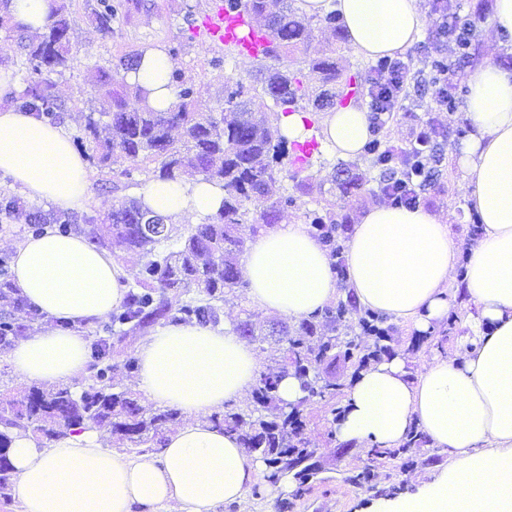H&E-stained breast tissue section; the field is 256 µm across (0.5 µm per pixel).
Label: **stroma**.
Returning a JSON list of instances; mask_svg holds the SVG:
<instances>
[{
  "label": "stroma",
  "mask_w": 512,
  "mask_h": 512,
  "mask_svg": "<svg viewBox=\"0 0 512 512\" xmlns=\"http://www.w3.org/2000/svg\"><path fill=\"white\" fill-rule=\"evenodd\" d=\"M95 0H70L69 17L72 26L71 52L74 56L72 67L63 75L55 77V91L65 102L66 112L61 125L69 136L82 133L89 118L98 117L101 105L95 97L89 82L92 67L105 68L116 64L119 57L140 51L146 44L168 47L178 43L182 51L176 61L185 78L192 81L199 91L202 110L217 109L224 96V79L232 77L244 83H254L259 75V64L251 59L233 55L222 56L220 49L209 42L195 37L183 22L186 5H195L197 11H204L209 0H139L128 18L117 22L111 39H102L92 14ZM312 52H335L337 59L348 74H366L368 61L336 38L330 30L314 32L311 41ZM437 54L449 63V73L453 78L458 102L454 109L438 108L433 101L431 90H417L409 87L406 96L400 101L397 112L386 124L385 140L388 144L409 146L416 126L431 120L436 124V142L445 146V159L442 174L435 189L427 191L422 205L435 213L446 223L451 236L457 241L460 250L471 245L470 228L475 214L466 207L464 186L470 174L459 163L457 148L461 141L468 139L473 127L465 112L468 94L467 67L457 66L458 47L447 38H435L433 25H425L419 40L405 53L414 74L427 72V57ZM223 57L224 64L216 68L212 65L215 57ZM316 185L315 192L300 198L296 207L284 210L283 221L305 223L307 211L333 204L337 215L348 217L350 223H357L372 206L382 204L380 195L361 191L350 195L332 190L327 171L320 165L308 170ZM147 172L133 171L131 176H123L119 171L108 168L90 167L89 180L92 201L82 211L76 212L74 232L93 236L100 221L119 202L139 197L141 190L150 180ZM450 320L436 325L429 336L411 323L399 322L395 325L391 345L396 354L415 361L417 367L428 366L441 352L451 351L460 335L467 331V324L475 312V307L467 296L456 288L448 290ZM329 423L323 417L321 406H314L308 427V436L317 450L320 471L310 482V491L301 501L295 502L289 512H313L315 505L323 503L327 512H374L384 495L399 497L418 493L428 488L435 475L453 461V455L443 448H420L411 454L412 465L395 462L376 469V490L355 487L352 476L371 467L370 458L360 448L334 447L326 443L325 431Z\"/></svg>",
  "instance_id": "obj_1"
}]
</instances>
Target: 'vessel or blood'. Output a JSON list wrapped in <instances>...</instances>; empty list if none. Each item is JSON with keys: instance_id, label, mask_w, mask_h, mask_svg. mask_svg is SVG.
Returning a JSON list of instances; mask_svg holds the SVG:
<instances>
[{"instance_id": "vessel-or-blood-1", "label": "vessel or blood", "mask_w": 512, "mask_h": 512, "mask_svg": "<svg viewBox=\"0 0 512 512\" xmlns=\"http://www.w3.org/2000/svg\"><path fill=\"white\" fill-rule=\"evenodd\" d=\"M194 33L218 46L232 44L238 55L245 59L263 55L269 41L265 29L250 13L228 11L220 0H215L210 11L197 18Z\"/></svg>"}]
</instances>
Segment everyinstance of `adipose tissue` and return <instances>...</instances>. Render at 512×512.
<instances>
[{"mask_svg":"<svg viewBox=\"0 0 512 512\" xmlns=\"http://www.w3.org/2000/svg\"><path fill=\"white\" fill-rule=\"evenodd\" d=\"M334 4L349 44L373 59L404 54L425 18L416 0H302L307 15ZM172 62L158 46L142 48L125 75L147 104L166 112L177 103ZM465 112L475 132L459 146L471 173L466 199L482 225L466 251L461 292L475 305L470 332L447 357L413 372L401 357L362 371L347 392L339 441L396 447L419 426L434 447L455 455L423 492L380 503L378 512H512V72L485 59L468 75ZM321 134L336 155L360 153L370 135L357 106L324 112ZM0 174L27 198L62 211L90 199L89 170L69 135L30 112L0 109ZM142 205L175 222L216 214L223 188L213 182L150 180ZM458 247L446 224L424 208L368 209L352 228L347 278L358 302L421 331L447 317ZM17 292L49 324L17 340L8 361L28 380L64 384L86 369L85 331L119 307L129 273L81 234L48 233L19 243L13 254ZM244 275L251 299L268 312L299 318L337 295L322 245L302 224L264 228L250 243ZM138 387L152 402L184 416L157 452L131 457L99 446L84 431L37 447L16 431L10 448L21 512H215L240 502L262 465L208 420L240 398L258 360L231 327L170 323L138 350Z\"/></svg>","mask_w":512,"mask_h":512,"instance_id":"adipose-tissue-1","label":"adipose tissue"}]
</instances>
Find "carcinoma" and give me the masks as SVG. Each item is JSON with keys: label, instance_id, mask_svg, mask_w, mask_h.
Listing matches in <instances>:
<instances>
[{"label": "carcinoma", "instance_id": "cac0c4a2", "mask_svg": "<svg viewBox=\"0 0 512 512\" xmlns=\"http://www.w3.org/2000/svg\"><path fill=\"white\" fill-rule=\"evenodd\" d=\"M132 6L134 0H97L93 15L100 34L112 36L113 21L128 15ZM224 8L242 9L264 19L270 43L259 58L261 88L224 78L220 116L200 111L195 85L177 68L172 69L170 79L177 88L178 102L169 112L130 110L126 98H140L137 87L123 76L114 78L110 70L99 69L92 76L96 91L110 103L105 125L108 135L101 137L100 124L91 118L84 133L74 137L76 150L86 153L88 146H93L95 154L90 159L101 166L158 161L161 178L201 176L222 183L224 188L222 209L165 251L158 247L171 240V229L165 226L158 230L149 224L157 215L142 209L139 202L123 201L105 217L103 233L124 241L142 258L139 276L129 287L123 305L112 311L108 330L118 338L129 330H145L159 323L218 324V302L228 293L249 288L239 268L244 247L242 225L253 222L256 230L260 225L274 224L282 210L296 204V197L280 196L253 219L249 205L265 197L269 184L286 172L289 163L297 167L291 174L295 189L302 194L312 190L309 177L300 173L312 165L313 157H322L321 150L303 157L299 150L302 143H294L295 158L288 159V140L266 114L249 110V94L259 90L282 110L307 111L302 69H291L283 61L305 49L313 37V25L328 27L342 38L344 24L331 8L304 23L299 20L296 0H224ZM479 21L477 17L461 25L450 23L440 28L439 34L452 38L467 56ZM70 31L66 0H58L40 39L23 46L25 87L11 99L12 105L52 123L60 120L66 106L56 95L50 75L61 76L71 68ZM300 63L324 86L336 85L342 76L331 54L302 57ZM174 128L182 130L179 143L171 136ZM381 130L377 127L364 153L382 177L399 175L401 170L392 166L395 154L380 138ZM443 156L444 147L432 140L413 145L412 159L422 162L427 175L419 191L435 185ZM331 182L348 194L364 189L367 179L357 165L340 162L333 166ZM305 217L311 235L327 252L332 272L338 280L346 281L347 218L325 206L306 212ZM27 219L34 234L48 229L66 233L74 223L69 215L39 208L32 209ZM178 289L193 291L196 297L172 309L164 294ZM16 331L14 319L0 315L1 347L10 344ZM392 331L389 317L358 304L350 292L314 315L295 318L285 327V346L277 368L299 382L302 398L294 404L283 402L278 395L280 378L261 372L255 378L251 406L244 409L226 404L224 410L210 416V421L264 463L268 485L277 486L291 473L300 477L293 497L301 499L308 491L306 480L318 470L313 462L315 449L309 446L303 426L305 409L314 403L342 401L361 371L373 362L391 358L392 350L385 341ZM112 350L113 345L104 339L90 344L89 369L94 383L79 394L68 386L48 390L32 386L19 402L0 398V448L11 447V430L24 423L36 426L50 440L104 425L109 434L126 442L129 452L161 446L168 425L179 419L181 412L164 407L147 410L132 391L114 390L109 377ZM428 444L426 435L414 427L398 447L373 444L367 453L375 465H385Z\"/></svg>", "mask_w": 512, "mask_h": 512}]
</instances>
